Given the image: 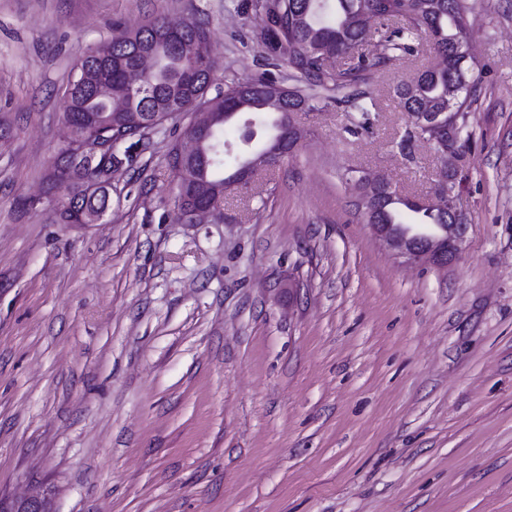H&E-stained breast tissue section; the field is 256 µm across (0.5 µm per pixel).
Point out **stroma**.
Segmentation results:
<instances>
[{"instance_id":"35a3bbf8","label":"stroma","mask_w":512,"mask_h":512,"mask_svg":"<svg viewBox=\"0 0 512 512\" xmlns=\"http://www.w3.org/2000/svg\"><path fill=\"white\" fill-rule=\"evenodd\" d=\"M468 229L445 266L372 232L359 178L432 198L446 157L407 139L401 55L335 105L224 217L186 223L147 131L96 224H62L48 170L63 87L113 24L202 20L216 87L295 86L257 0H0V496L54 512H512V0H470ZM292 293H285V286Z\"/></svg>"}]
</instances>
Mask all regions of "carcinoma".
<instances>
[{"label": "carcinoma", "instance_id": "1", "mask_svg": "<svg viewBox=\"0 0 512 512\" xmlns=\"http://www.w3.org/2000/svg\"><path fill=\"white\" fill-rule=\"evenodd\" d=\"M276 7L292 19L286 32L276 31L273 41L286 42L288 62L311 80L309 89L293 90L259 76L244 83H231L224 91L208 97L215 82L216 64L196 66L192 49L207 43L204 25L191 17L177 20L158 18L133 30L112 36L89 48L71 71L64 91L65 118L78 127V138L61 151L48 174L51 188L60 194L59 216L63 223L82 219L90 222L106 208V199L94 186L112 184V125L129 120L121 108L124 93L121 79L125 69L136 65L139 54L151 50L155 69L147 80L139 112H157L173 106L181 112H210L212 123L203 151L196 162L178 166L176 148L168 153V165L176 177V197L193 202L212 200V183L233 184L232 177L242 156L225 148L226 130L236 140L255 136L254 150L263 149L277 134L280 112H292L300 104L306 111L318 108L323 98L317 88L330 84L344 94L336 103L345 104L348 118L367 114L373 98L357 88L360 73L396 59L398 50L412 47L397 43L404 33L420 31L431 43L441 63L429 66L408 82L397 85L393 97L400 111L464 112L469 108L473 84L471 64L465 55L470 34L467 0H275ZM378 34V51L361 52L363 38ZM330 47L354 63L334 72L323 70L322 49ZM236 112L238 119L224 121V113ZM95 122L94 131L84 134L83 120ZM95 151L81 167L68 169V157L86 142ZM413 224H446L448 215L432 213L418 201L396 197L386 203L382 221Z\"/></svg>", "mask_w": 512, "mask_h": 512}]
</instances>
